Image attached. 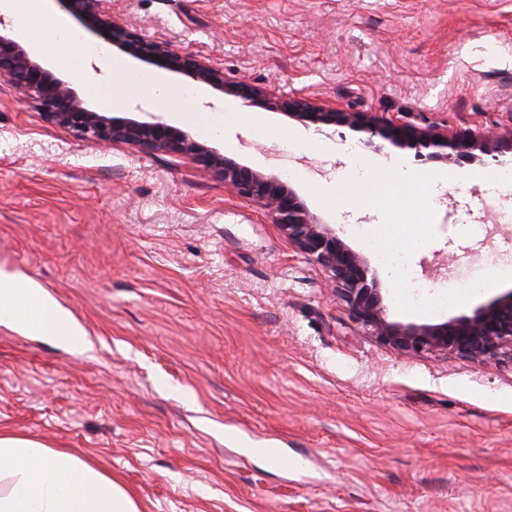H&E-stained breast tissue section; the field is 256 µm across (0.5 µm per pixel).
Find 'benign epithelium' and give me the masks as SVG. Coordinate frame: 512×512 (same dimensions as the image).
I'll return each instance as SVG.
<instances>
[{
	"mask_svg": "<svg viewBox=\"0 0 512 512\" xmlns=\"http://www.w3.org/2000/svg\"><path fill=\"white\" fill-rule=\"evenodd\" d=\"M63 8L107 43L158 68L204 83L246 106L260 105L304 126L346 127L365 134L362 147L380 151L384 143L415 150L423 161L445 163L512 162V134L448 128H411L377 112H350L326 102L289 94L280 88L229 78L210 59L167 41L148 39L112 17L111 0H59ZM0 76L33 98L54 123L77 137L102 143L124 142L145 151L186 155L224 182L238 196L261 205L306 258L321 265L336 284L351 319L376 341L402 356L425 352L456 355L473 362L512 356V291L437 324L391 321L376 278H368L364 258L350 249L329 225L314 216L295 190L278 178L245 167L197 142L189 133L160 122L106 116L87 106L71 84L34 60L18 41L0 33Z\"/></svg>",
	"mask_w": 512,
	"mask_h": 512,
	"instance_id": "obj_1",
	"label": "benign epithelium"
}]
</instances>
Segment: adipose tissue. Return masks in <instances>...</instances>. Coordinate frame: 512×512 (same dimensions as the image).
I'll return each instance as SVG.
<instances>
[{
    "label": "adipose tissue",
    "mask_w": 512,
    "mask_h": 512,
    "mask_svg": "<svg viewBox=\"0 0 512 512\" xmlns=\"http://www.w3.org/2000/svg\"><path fill=\"white\" fill-rule=\"evenodd\" d=\"M67 22L51 18L44 29L28 31L32 49L45 52L48 42L70 58H83L85 44L70 39ZM126 86L166 100L179 98L180 120H190L194 99L191 86L169 85L158 74L135 71L116 63ZM0 322L22 332L71 346L77 353L91 343L74 317L38 285L17 278L0 280ZM0 512H139L131 495L115 480L84 460L45 448L19 437L0 435Z\"/></svg>",
    "instance_id": "1"
}]
</instances>
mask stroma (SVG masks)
<instances>
[{"label": "stroma", "mask_w": 512, "mask_h": 512, "mask_svg": "<svg viewBox=\"0 0 512 512\" xmlns=\"http://www.w3.org/2000/svg\"><path fill=\"white\" fill-rule=\"evenodd\" d=\"M112 14L261 87L416 127L512 131V0H112ZM125 58L108 47L79 80L52 69L92 108L169 122L133 90L113 106ZM268 118L265 136L233 120L218 138L179 128L268 175L303 166L310 212L370 261L389 319L416 322L354 232L379 212L330 211L310 192L354 164L342 147L359 133L326 127L335 152L289 151L301 124ZM382 154L454 177L436 239L410 259L419 285L458 287L512 247V223L493 221L512 188L477 181L482 164ZM471 224L482 237L460 234ZM1 275L48 291L94 349L0 323V433L119 479L140 512H512V362L389 351L259 204L191 158L78 139L0 77Z\"/></svg>", "instance_id": "1"}]
</instances>
